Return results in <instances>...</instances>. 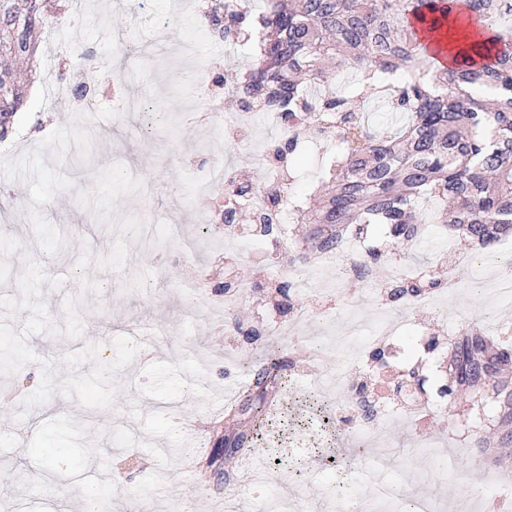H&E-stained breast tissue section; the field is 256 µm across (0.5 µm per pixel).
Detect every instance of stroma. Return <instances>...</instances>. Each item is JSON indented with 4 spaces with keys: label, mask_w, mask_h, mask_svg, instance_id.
<instances>
[{
    "label": "stroma",
    "mask_w": 512,
    "mask_h": 512,
    "mask_svg": "<svg viewBox=\"0 0 512 512\" xmlns=\"http://www.w3.org/2000/svg\"><path fill=\"white\" fill-rule=\"evenodd\" d=\"M79 3L83 19L58 15L55 29H42L29 63L38 78L17 135L0 150V344L14 355L12 368L0 371L9 407L0 425V512H63L91 485L111 498L112 512H250L258 505L248 481L256 461L278 512H291L299 497L312 512H372L386 502L383 486L442 508L459 502L471 475L512 478V447L475 445L496 430L476 422L491 402L455 393L447 411L429 418L426 430L457 464L427 482L422 472L442 461L409 455L413 425L390 423L387 461L363 454L348 464L336 452L335 424L318 428L306 401L319 376L343 365L358 382L391 383L400 374L325 347L348 301L360 303L359 344L397 315L407 343L425 331L446 346L489 319L512 328V300L478 291L477 273L466 267L454 271L458 286L435 311L397 312L333 271L300 298L283 295L289 271L310 260L307 238L321 225L278 224L261 236L245 211L225 226L223 195L196 192L214 159L202 152L207 136L246 179L265 171L260 146L283 138L281 125L262 119L254 128L259 148L225 136L193 85L194 68L231 76L250 48L215 41L196 13L173 12L169 0ZM160 21L169 42L149 44ZM111 32L130 33L136 57L113 48ZM54 39L69 47L72 70L100 86L93 111L60 110L63 60L50 52ZM121 73L130 80L113 90L107 77ZM126 98L140 111H122ZM30 127L37 139L28 138ZM333 158L307 134L286 159L287 195L309 198ZM229 230L238 250L222 245ZM227 279L230 291L217 290ZM294 309L296 336L274 335ZM262 351L275 354L288 386L279 405H267L260 432L249 408ZM102 360L111 364L105 389L97 385ZM188 432L195 448L174 454ZM242 435L240 451L217 458L220 439ZM116 469L128 487L112 484Z\"/></svg>",
    "instance_id": "obj_1"
}]
</instances>
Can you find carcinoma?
<instances>
[{
    "instance_id": "1",
    "label": "carcinoma",
    "mask_w": 512,
    "mask_h": 512,
    "mask_svg": "<svg viewBox=\"0 0 512 512\" xmlns=\"http://www.w3.org/2000/svg\"><path fill=\"white\" fill-rule=\"evenodd\" d=\"M64 0H0V141L23 105L18 64L35 49L43 20ZM203 0L200 19L229 45L253 44V61L224 99L241 108L258 103L280 112L294 152L308 130L334 139L336 157L325 182L333 188L312 204L293 206L294 223L325 224L310 250L339 246L351 225L382 224L397 238L416 237L424 220L417 201L445 202L439 223L469 248L492 250L512 237V0H266L252 14L246 0ZM443 30L457 47L448 64L434 58L417 24ZM355 73L345 95L332 85ZM380 96L391 112L407 116L394 133L368 131L360 112ZM279 362L263 356V379L286 386ZM449 391L482 383L497 405L501 439L512 445V357L473 330L450 344Z\"/></svg>"
}]
</instances>
